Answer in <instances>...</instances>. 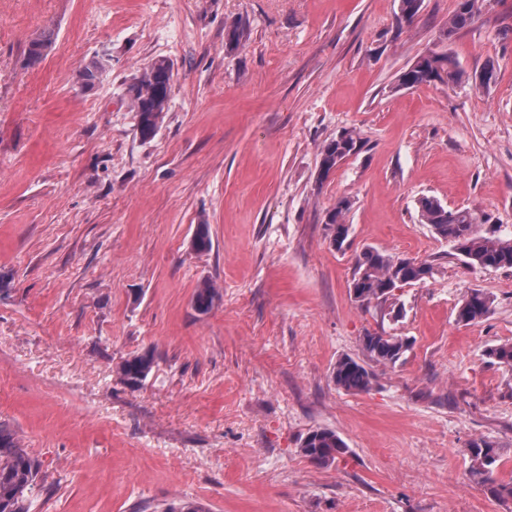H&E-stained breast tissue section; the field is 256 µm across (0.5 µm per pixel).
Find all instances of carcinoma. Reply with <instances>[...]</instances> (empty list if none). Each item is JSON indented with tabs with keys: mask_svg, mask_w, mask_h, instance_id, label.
<instances>
[{
	"mask_svg": "<svg viewBox=\"0 0 512 512\" xmlns=\"http://www.w3.org/2000/svg\"><path fill=\"white\" fill-rule=\"evenodd\" d=\"M483 0H458L456 8L448 19V34L471 24L480 13ZM51 45V37L43 35L28 44L26 60L36 63ZM105 66L94 61L81 72L84 86L94 85ZM464 77L455 58L447 53L435 58L418 57L398 78V86L404 88L434 83H454ZM172 64L160 59L134 84L128 93L139 113V130L143 138L154 136L158 119L165 111L172 91ZM361 147V139L353 130L346 131L340 138L331 140L320 152V169L324 174L336 167L339 156H350ZM351 208L347 198H341L336 206L327 212L326 223L337 231L343 247L349 235L346 216ZM421 222L432 227L434 232L448 240L452 248L471 267L481 269L512 268V236L501 237L495 232L481 233L476 217L467 210L448 208L433 197L419 201ZM191 247L198 253L212 248L210 225L196 226ZM433 275L430 263H415L410 258L393 256L376 248L365 250L356 259L350 290L355 301L363 306L383 303L392 291L403 285L423 283ZM220 300V290L212 280L201 281L193 296V307L200 314L209 313ZM493 300L479 290L467 293L457 312V322L470 325L483 321L491 312ZM363 353L368 360L383 366H394L404 360L411 348V341L386 332L367 331L360 338ZM487 354L500 364L512 366V343L491 347ZM156 364L155 350L149 348L122 360L117 372L125 383L139 387L147 380ZM331 376L337 388L351 393L367 392L371 389L375 374L369 365L350 355L339 357L333 365ZM301 454L319 468L329 467L339 456L348 452L346 443L333 430L317 428L300 439ZM470 476L481 485L488 486L499 497L512 498V485L497 482L496 473L500 466L493 443L484 439L473 440L468 446ZM41 481V463L22 448L15 432L0 423V512H28L32 492ZM161 512H204L198 503L179 499L163 504Z\"/></svg>",
	"mask_w": 512,
	"mask_h": 512,
	"instance_id": "obj_1",
	"label": "carcinoma"
}]
</instances>
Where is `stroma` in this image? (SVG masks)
Segmentation results:
<instances>
[{"label": "stroma", "instance_id": "obj_1", "mask_svg": "<svg viewBox=\"0 0 512 512\" xmlns=\"http://www.w3.org/2000/svg\"><path fill=\"white\" fill-rule=\"evenodd\" d=\"M455 6L407 24L400 0H0V422L42 463L29 512H512L467 451L491 441L512 481V366L487 355L512 342V269L467 266L419 221L428 196L512 232V0L452 34ZM429 51L495 80L399 87ZM158 59L173 89L145 139L127 88ZM347 130L363 148L321 177ZM368 247L434 267L396 290L399 319L350 293ZM205 279L221 298L200 315ZM471 290L494 307L464 326ZM368 331L412 347L370 391L338 389ZM148 348L131 388L116 366ZM318 427L348 447L328 468L299 452ZM351 208V202L347 198H341L336 202V206L327 212L325 224H330L336 234L339 235L340 241L338 249H341L349 235L350 224H346V216Z\"/></svg>", "mask_w": 512, "mask_h": 512}]
</instances>
